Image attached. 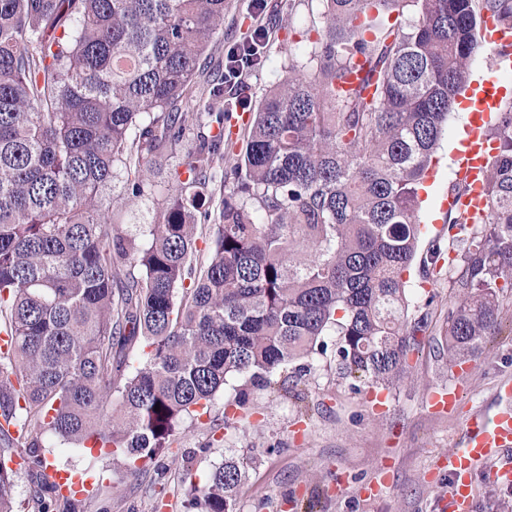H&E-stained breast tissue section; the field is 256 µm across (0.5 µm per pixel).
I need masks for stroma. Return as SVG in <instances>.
I'll return each instance as SVG.
<instances>
[{
    "instance_id": "obj_1",
    "label": "stroma",
    "mask_w": 512,
    "mask_h": 512,
    "mask_svg": "<svg viewBox=\"0 0 512 512\" xmlns=\"http://www.w3.org/2000/svg\"><path fill=\"white\" fill-rule=\"evenodd\" d=\"M323 24L317 0H292L288 6L283 0H267L261 11L253 8L252 0H226L224 31L211 46L212 60L221 64L229 46L264 26L269 33L266 50L275 63L246 75L259 100L285 76L289 43L299 40L303 30ZM466 123L465 113H453L439 141L436 179L426 188L420 213L423 246L448 243L449 215L440 201L455 181L454 142ZM407 280L415 300L436 293L429 312L432 328H439L456 300L448 286L447 259H440L427 275L412 267ZM505 309L499 334L488 338L466 371L449 370L430 344H422L410 355L405 378L387 390L381 410L374 406L371 387L352 390L321 360L314 362L306 382L317 405L313 415L299 417L291 397L261 393L254 395L253 408L238 430L214 432L211 424L222 423L224 403L235 395L234 386H225L209 414L184 422L176 442L159 456L157 470L140 477H131L121 460L56 442L45 457L90 484L84 512H184L185 473L205 482L224 457L249 450L255 459L239 498L240 512H291L294 497L314 499L316 512H440L448 478L435 474L436 461L459 439L468 414L491 406L497 382L512 378V302ZM446 386L460 390V404L447 412L430 410L429 393ZM385 461L391 466L389 490L377 500L363 499L361 485Z\"/></svg>"
}]
</instances>
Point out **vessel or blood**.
<instances>
[{
    "label": "vessel or blood",
    "instance_id": "b4317fda",
    "mask_svg": "<svg viewBox=\"0 0 512 512\" xmlns=\"http://www.w3.org/2000/svg\"><path fill=\"white\" fill-rule=\"evenodd\" d=\"M508 89L495 75L472 81L468 89V117L462 148L454 157L456 176L464 185L462 193L448 194L443 208L467 216L486 214V182L497 145L489 129L497 119ZM494 409L479 408L470 412L463 433L454 448L449 449L439 470L448 477V493L441 501L443 512H470L474 493V476L487 468L492 483L512 485V459L506 455L512 449V379L498 383Z\"/></svg>",
    "mask_w": 512,
    "mask_h": 512
}]
</instances>
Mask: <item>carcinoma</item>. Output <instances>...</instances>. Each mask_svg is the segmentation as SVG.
I'll return each mask as SVG.
<instances>
[{"label":"carcinoma","mask_w":512,"mask_h":512,"mask_svg":"<svg viewBox=\"0 0 512 512\" xmlns=\"http://www.w3.org/2000/svg\"><path fill=\"white\" fill-rule=\"evenodd\" d=\"M318 2L324 27L288 68L305 73L255 104L246 86L224 98L206 63L224 0H0V512H18L16 456L38 512H80L46 473L48 438L142 474L232 380L226 431L253 394L288 391L289 368L301 383L329 356L351 388L391 387L420 349L428 315L403 276L442 252L418 257L419 190L481 14L512 28V0ZM238 48L268 60L254 35ZM193 96L207 111H183ZM236 112L245 150L211 224ZM496 138L486 219L448 223L461 300L435 348L452 365L495 335L512 289L511 112ZM117 196L156 201L157 222L116 228ZM252 463L229 456L203 485L186 472L183 507L237 512Z\"/></svg>","instance_id":"obj_1"}]
</instances>
